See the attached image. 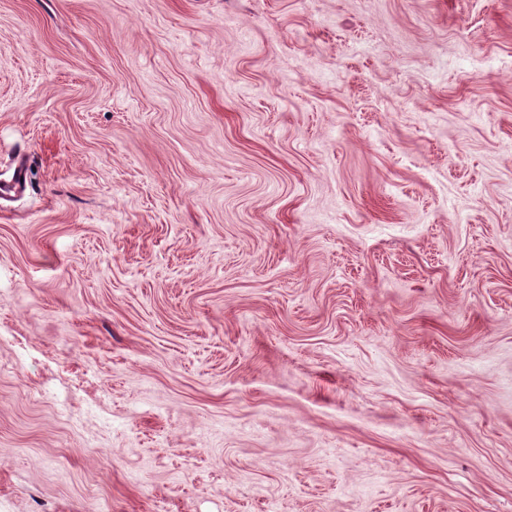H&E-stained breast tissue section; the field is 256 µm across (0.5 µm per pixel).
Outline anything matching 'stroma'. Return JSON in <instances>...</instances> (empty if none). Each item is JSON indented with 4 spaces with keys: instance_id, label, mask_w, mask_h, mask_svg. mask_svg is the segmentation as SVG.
<instances>
[{
    "instance_id": "35a3bbf8",
    "label": "stroma",
    "mask_w": 512,
    "mask_h": 512,
    "mask_svg": "<svg viewBox=\"0 0 512 512\" xmlns=\"http://www.w3.org/2000/svg\"><path fill=\"white\" fill-rule=\"evenodd\" d=\"M0 512H512V0H0Z\"/></svg>"
}]
</instances>
